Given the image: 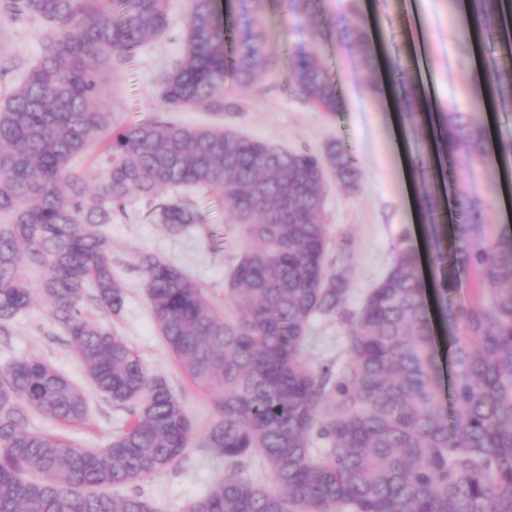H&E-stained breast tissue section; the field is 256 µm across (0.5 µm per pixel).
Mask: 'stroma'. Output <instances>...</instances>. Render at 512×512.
<instances>
[{"mask_svg": "<svg viewBox=\"0 0 512 512\" xmlns=\"http://www.w3.org/2000/svg\"><path fill=\"white\" fill-rule=\"evenodd\" d=\"M366 29L380 57H399L410 68L400 81L402 91L420 84L438 112L469 111L475 95L469 70L471 55L456 41L458 19L448 0H359ZM190 0H168V25L162 36L133 50L120 68L103 78V94L116 123L151 117L160 109L158 76L181 56ZM267 47L297 51L318 48L336 76L339 110L321 111L295 96L287 72L280 69L261 76L238 92L242 109L224 118L226 128L291 151L324 153L328 144L343 141L356 159L361 178L355 189L330 187L325 210L330 247L342 240L352 244L348 264L350 307H358L368 291L385 275L393 261L392 244L398 236H419L417 250L428 286H435L444 271L427 262L428 241L409 207L410 198L453 199L463 191L480 200L488 223H501L512 190L500 185L498 170H468L448 166L447 187L437 186L417 165L432 141V131L408 117H395L384 91L381 66H369L355 47L334 36L316 41L311 21L294 14L286 0L265 15ZM49 24L25 14L0 17V61L9 65L0 73V99L18 86L40 56ZM189 197L205 217L204 223L182 233H169L159 224L154 206L133 200L126 214L114 216L101 232L112 248V272L122 283L126 298L119 315H104L89 308L91 319L112 326L137 353L149 371L166 379L195 423V434L183 459L172 469L150 476L139 488L154 503L156 512H187L188 505L206 492L227 470L223 455L203 447V438L215 419L209 399L184 375L168 353L151 315L146 276L138 264L149 253L185 272L215 305H223L231 268L246 247L238 234L224 231V201L189 190ZM349 330L336 320L316 317L310 322L307 351L312 364L336 358L347 347ZM19 357L47 361L81 387L88 399L87 423L68 426L32 416L33 427L63 435L85 448L104 446L123 428L128 410L96 391L85 375L69 336L55 324L43 302H35L11 323L10 336H0V365Z\"/></svg>", "mask_w": 512, "mask_h": 512, "instance_id": "obj_1", "label": "stroma"}]
</instances>
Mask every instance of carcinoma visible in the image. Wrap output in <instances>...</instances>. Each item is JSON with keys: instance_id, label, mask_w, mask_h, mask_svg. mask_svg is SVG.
I'll return each mask as SVG.
<instances>
[{"instance_id": "cac0c4a2", "label": "carcinoma", "mask_w": 512, "mask_h": 512, "mask_svg": "<svg viewBox=\"0 0 512 512\" xmlns=\"http://www.w3.org/2000/svg\"><path fill=\"white\" fill-rule=\"evenodd\" d=\"M167 0H22L51 25L43 52L0 101V335L39 292L70 336L86 375L112 404H133L102 448H81L30 426L31 414L75 426L87 421L84 391L45 361L0 366V512H156L140 490L114 496L173 468L194 435L168 382L150 374L110 327L89 320L85 299L116 315L124 288L97 228L134 197L194 187L224 198L225 224L246 248L228 278V318L179 268L139 257L153 320L216 419L203 447L228 472L187 512H512V230L484 223L461 193L462 222L442 268L470 273L475 297L453 307V379L444 390L426 285L409 239L356 309L348 304L349 241L328 259L325 172L354 189L359 169L340 141L324 154L290 152L224 127L240 106L226 90L250 88L288 62L291 87L316 108L338 110L336 78L317 51L266 48L263 0L240 30L218 0H194L179 60L161 75V113L114 124L102 76L164 33ZM489 38L508 29L512 0H467ZM338 40L366 61L374 47L353 6L336 22ZM506 63L489 67L491 96H512ZM209 112L219 122L174 125L165 112ZM448 156L486 165L506 146L472 114L439 118ZM100 137L110 165L88 204L72 164ZM158 222L178 234L204 223L194 203L173 197ZM42 269L31 284L23 267ZM316 316L351 327L346 356L317 368L305 354ZM260 461L269 483L237 468Z\"/></svg>"}]
</instances>
